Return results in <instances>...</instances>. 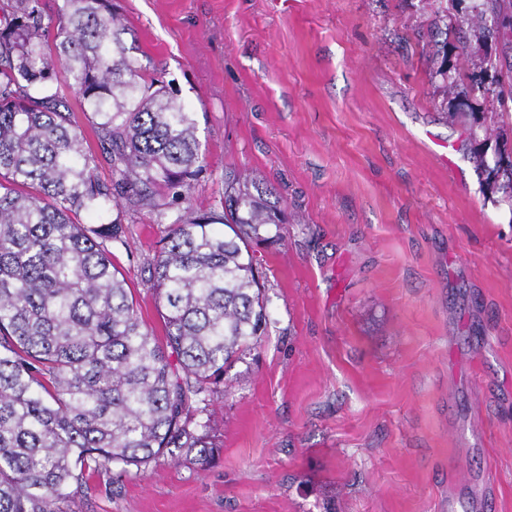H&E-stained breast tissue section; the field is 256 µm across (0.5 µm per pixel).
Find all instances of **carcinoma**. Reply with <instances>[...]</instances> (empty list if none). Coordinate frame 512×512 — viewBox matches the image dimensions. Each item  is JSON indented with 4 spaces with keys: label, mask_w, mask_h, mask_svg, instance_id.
I'll use <instances>...</instances> for the list:
<instances>
[{
    "label": "carcinoma",
    "mask_w": 512,
    "mask_h": 512,
    "mask_svg": "<svg viewBox=\"0 0 512 512\" xmlns=\"http://www.w3.org/2000/svg\"><path fill=\"white\" fill-rule=\"evenodd\" d=\"M421 2L444 36L428 58L448 118L475 91L512 101V0L457 16ZM60 13L52 34L39 0H10L0 25V512H64L94 475L218 458L212 407L269 318L253 245L278 240L263 232L285 223L274 191L247 171L224 174L220 207L188 206L206 170L197 113L136 56L112 0H62ZM470 31L503 50L463 74L448 68V39L465 57ZM499 139L488 126L469 143L512 207V151L492 146ZM140 210L167 225L146 260L161 339L115 263L126 216Z\"/></svg>",
    "instance_id": "carcinoma-1"
}]
</instances>
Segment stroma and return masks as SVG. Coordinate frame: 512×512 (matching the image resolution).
<instances>
[{"label": "stroma", "mask_w": 512, "mask_h": 512, "mask_svg": "<svg viewBox=\"0 0 512 512\" xmlns=\"http://www.w3.org/2000/svg\"><path fill=\"white\" fill-rule=\"evenodd\" d=\"M198 114L215 206L257 171L269 324L215 404L208 467L92 479L73 512H512V209L448 123L421 0H112ZM131 214L117 262L162 322Z\"/></svg>", "instance_id": "35a3bbf8"}]
</instances>
